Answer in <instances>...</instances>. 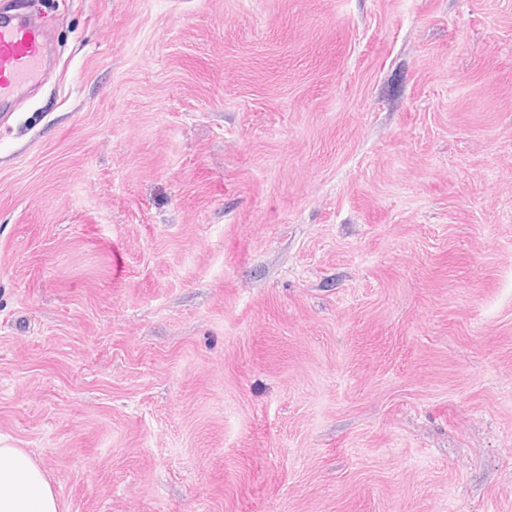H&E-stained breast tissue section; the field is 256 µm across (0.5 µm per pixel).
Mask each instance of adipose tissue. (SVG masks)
<instances>
[{
	"label": "adipose tissue",
	"mask_w": 512,
	"mask_h": 512,
	"mask_svg": "<svg viewBox=\"0 0 512 512\" xmlns=\"http://www.w3.org/2000/svg\"><path fill=\"white\" fill-rule=\"evenodd\" d=\"M0 512H59L52 484L25 449L0 447Z\"/></svg>",
	"instance_id": "ef3b65f1"
}]
</instances>
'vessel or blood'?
Segmentation results:
<instances>
[{
  "label": "vessel or blood",
  "mask_w": 512,
  "mask_h": 512,
  "mask_svg": "<svg viewBox=\"0 0 512 512\" xmlns=\"http://www.w3.org/2000/svg\"><path fill=\"white\" fill-rule=\"evenodd\" d=\"M46 32L30 15L0 0V112L37 85L45 67Z\"/></svg>",
  "instance_id": "obj_1"
}]
</instances>
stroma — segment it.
I'll use <instances>...</instances> for the list:
<instances>
[{"mask_svg":"<svg viewBox=\"0 0 512 512\" xmlns=\"http://www.w3.org/2000/svg\"><path fill=\"white\" fill-rule=\"evenodd\" d=\"M0 446L62 512H512V0H23Z\"/></svg>","mask_w":512,"mask_h":512,"instance_id":"obj_1","label":"stroma"}]
</instances>
